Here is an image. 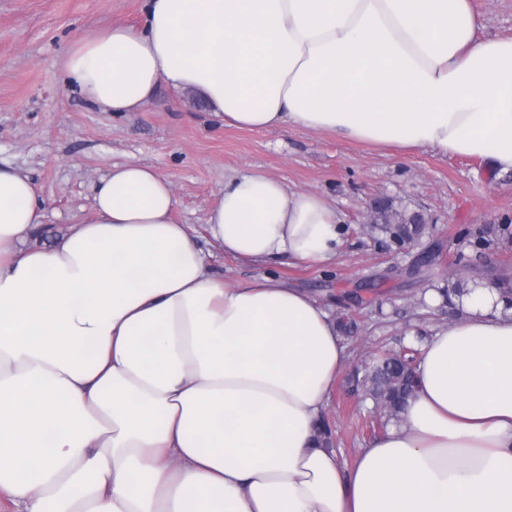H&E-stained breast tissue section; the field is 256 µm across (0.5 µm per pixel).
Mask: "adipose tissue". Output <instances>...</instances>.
Returning <instances> with one entry per match:
<instances>
[{"label": "adipose tissue", "mask_w": 512, "mask_h": 512, "mask_svg": "<svg viewBox=\"0 0 512 512\" xmlns=\"http://www.w3.org/2000/svg\"><path fill=\"white\" fill-rule=\"evenodd\" d=\"M63 80L109 112L158 81L246 129L302 127L512 171V36L470 0H145ZM168 176L113 165L90 215L27 247L45 201L0 169V496L17 512H512V299L489 285L422 348L403 419L352 466L317 428L347 360L325 302L225 282ZM340 218L254 171L205 231L244 263L326 266Z\"/></svg>", "instance_id": "obj_1"}]
</instances>
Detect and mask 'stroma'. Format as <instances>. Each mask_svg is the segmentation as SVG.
I'll list each match as a JSON object with an SVG mask.
<instances>
[{
	"mask_svg": "<svg viewBox=\"0 0 512 512\" xmlns=\"http://www.w3.org/2000/svg\"><path fill=\"white\" fill-rule=\"evenodd\" d=\"M143 0H0V166L28 175L46 203L34 242L50 243L91 210L92 185L112 165L139 162L172 178L182 224L201 227L225 180L255 170L290 190L323 196L343 220L336 261L326 267L244 264L202 242L225 281L278 275L353 316L348 361L325 415L345 464L379 436L359 381L361 354L411 346L459 315L425 303L449 274L493 282L512 274V173L429 148H376L303 128L250 130L212 120L197 92L159 82L144 111L106 112L66 86L72 45L115 25H134ZM485 36L512 34V0H472ZM389 199L427 220L422 238L397 246L363 231L373 203Z\"/></svg>",
	"mask_w": 512,
	"mask_h": 512,
	"instance_id": "obj_1",
	"label": "stroma"
}]
</instances>
